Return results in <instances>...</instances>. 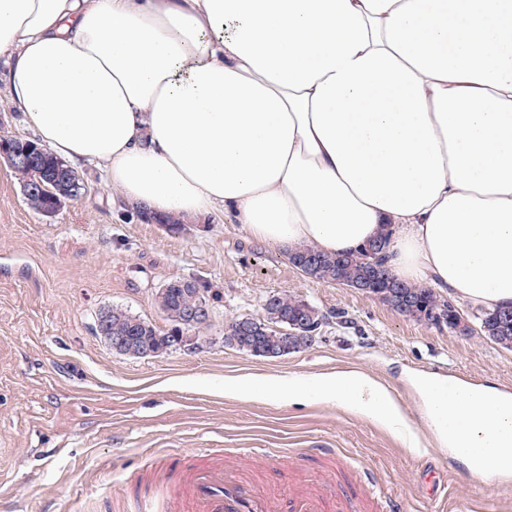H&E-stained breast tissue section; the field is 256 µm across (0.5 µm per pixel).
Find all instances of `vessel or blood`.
I'll return each mask as SVG.
<instances>
[{
  "instance_id": "vessel-or-blood-1",
  "label": "vessel or blood",
  "mask_w": 512,
  "mask_h": 512,
  "mask_svg": "<svg viewBox=\"0 0 512 512\" xmlns=\"http://www.w3.org/2000/svg\"><path fill=\"white\" fill-rule=\"evenodd\" d=\"M135 512H351V501L332 493L324 473L307 469L281 502L262 493L223 456L212 455L151 467Z\"/></svg>"
}]
</instances>
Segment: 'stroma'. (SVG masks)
<instances>
[{"instance_id": "obj_1", "label": "stroma", "mask_w": 512, "mask_h": 512, "mask_svg": "<svg viewBox=\"0 0 512 512\" xmlns=\"http://www.w3.org/2000/svg\"><path fill=\"white\" fill-rule=\"evenodd\" d=\"M78 172L84 194L45 216L0 165V512H123L146 468L197 448L273 475L283 490L308 449L333 448L342 458L341 487L397 496L401 512H512V480L487 483L436 447L411 382L413 374L436 373L511 392L512 351L310 279L286 250L220 218L170 234L138 219L95 169ZM175 278L200 280L216 297L193 349L135 358L97 335L98 313L113 306L167 328L155 295ZM277 292L325 314L318 342L275 359L225 346V324L263 318L265 297ZM340 312L348 319L342 326ZM347 369L390 389L416 447L332 402L224 394L225 381L240 377ZM429 469L442 477L433 496L423 479Z\"/></svg>"}]
</instances>
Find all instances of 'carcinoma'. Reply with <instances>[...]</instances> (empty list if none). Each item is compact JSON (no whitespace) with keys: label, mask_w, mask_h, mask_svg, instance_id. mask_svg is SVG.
Here are the masks:
<instances>
[{"label":"carcinoma","mask_w":512,"mask_h":512,"mask_svg":"<svg viewBox=\"0 0 512 512\" xmlns=\"http://www.w3.org/2000/svg\"><path fill=\"white\" fill-rule=\"evenodd\" d=\"M64 168L60 158L47 151L40 155L36 169L44 176ZM137 216L146 222L166 224L171 232H181L184 222L177 217H149L144 208L136 210ZM390 242V232L383 231L367 242L358 251L350 254H325L312 246H302L288 251V260L299 266L311 279L337 283L363 291L376 297L381 303L400 314L416 321L432 312H440L455 307L451 299H446L431 288L404 283L397 280L385 264V256ZM197 284L185 279H172L165 283L156 294V304L163 313L169 327L165 330L130 314L121 307L108 308L97 317V334L107 333L122 336L134 346V351L125 355L146 358L156 357L167 352L166 337L172 332H184L205 327L201 322H193L189 311L196 307L205 296L197 292ZM265 317L254 321V331L241 335L234 327L224 332V343L239 351L256 357L266 351H280L286 356L308 348L296 336L286 334L289 322H306L304 333L319 335L325 316L303 299L288 294H272L263 305ZM480 334L500 347L512 350V307L484 311L476 315Z\"/></svg>","instance_id":"cac0c4a2"}]
</instances>
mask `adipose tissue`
Listing matches in <instances>:
<instances>
[{"label":"adipose tissue","mask_w":512,"mask_h":512,"mask_svg":"<svg viewBox=\"0 0 512 512\" xmlns=\"http://www.w3.org/2000/svg\"><path fill=\"white\" fill-rule=\"evenodd\" d=\"M1 56L24 123L127 201L328 254L387 224L398 280L512 306V0H0ZM413 384L438 447L512 478V393ZM224 392L413 437L357 370Z\"/></svg>","instance_id":"adipose-tissue-1"}]
</instances>
